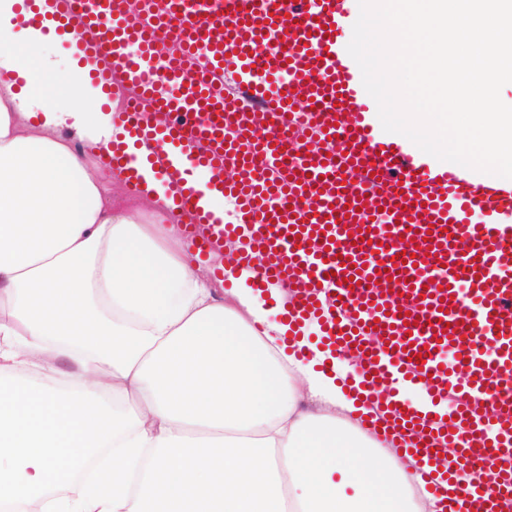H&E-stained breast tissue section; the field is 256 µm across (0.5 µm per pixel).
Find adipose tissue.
Segmentation results:
<instances>
[{"label": "adipose tissue", "instance_id": "1", "mask_svg": "<svg viewBox=\"0 0 512 512\" xmlns=\"http://www.w3.org/2000/svg\"><path fill=\"white\" fill-rule=\"evenodd\" d=\"M34 5L22 26L23 0H0V512H444L458 453L393 454L382 393L339 384L355 365L288 352L250 269L226 300L192 270L178 187L156 178L168 145L71 105L88 69L61 67L55 6ZM118 140L154 223L112 199L121 174L99 159ZM65 446L108 454L51 482Z\"/></svg>", "mask_w": 512, "mask_h": 512}]
</instances>
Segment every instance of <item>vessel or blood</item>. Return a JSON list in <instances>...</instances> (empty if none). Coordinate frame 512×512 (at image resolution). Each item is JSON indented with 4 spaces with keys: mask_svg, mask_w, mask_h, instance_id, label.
<instances>
[{
    "mask_svg": "<svg viewBox=\"0 0 512 512\" xmlns=\"http://www.w3.org/2000/svg\"><path fill=\"white\" fill-rule=\"evenodd\" d=\"M73 2L62 19L96 78L108 88L121 74L139 91L129 135L177 146L235 200L240 223H223L185 187V168L163 165L181 186L174 210L198 218L186 234L199 253L239 238L255 290L295 285L288 319L317 320L329 346L356 350L372 386L421 376L432 397H454L448 425L387 406L422 456L456 439L466 466L508 458L490 487L462 484L445 506L499 512L512 500V180L442 164L381 130L346 50L349 0H168L166 13L142 0L139 14L128 0H81L79 12ZM165 39L174 48L162 57ZM227 78L231 97L214 90ZM150 112L171 119L156 125ZM477 212L484 222L470 223ZM475 399L489 410L473 415Z\"/></svg>",
    "mask_w": 512,
    "mask_h": 512,
    "instance_id": "obj_1",
    "label": "vessel or blood"
}]
</instances>
